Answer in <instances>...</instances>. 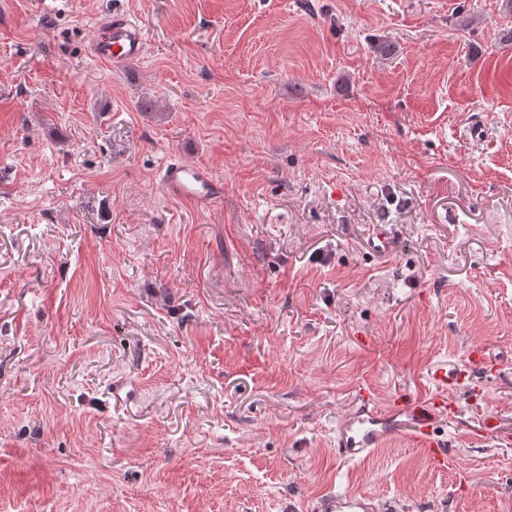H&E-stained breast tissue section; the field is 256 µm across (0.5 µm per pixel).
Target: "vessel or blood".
<instances>
[{
    "instance_id": "b4317fda",
    "label": "vessel or blood",
    "mask_w": 512,
    "mask_h": 512,
    "mask_svg": "<svg viewBox=\"0 0 512 512\" xmlns=\"http://www.w3.org/2000/svg\"><path fill=\"white\" fill-rule=\"evenodd\" d=\"M145 49L141 28L127 15L113 14L103 32L93 41L94 57L103 63H123L139 59ZM165 195L190 206L211 207L224 199V183L209 168L172 158L159 172ZM462 374L441 370L436 380L442 396L432 399L398 400L388 409L380 408L370 391H362L360 405L346 414L337 427L336 452L344 462H356L368 456L386 438L400 437L413 446L427 449L432 466L443 467L448 459L444 441L436 434L437 420L452 408L448 390L457 388ZM317 512H380L378 502L363 493L343 491L322 499Z\"/></svg>"
}]
</instances>
